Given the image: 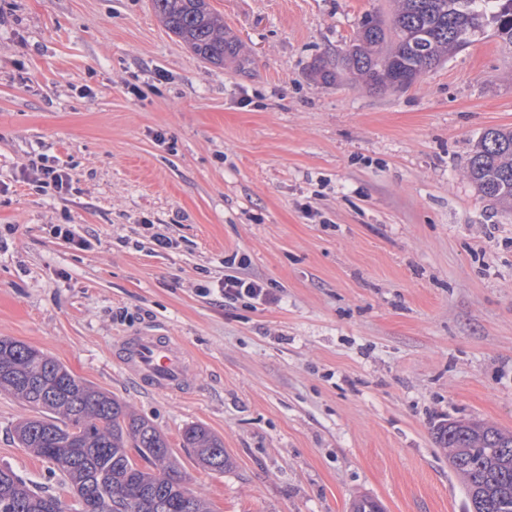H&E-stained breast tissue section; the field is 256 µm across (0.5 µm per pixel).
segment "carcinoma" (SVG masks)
Here are the masks:
<instances>
[{
    "instance_id": "1",
    "label": "carcinoma",
    "mask_w": 512,
    "mask_h": 512,
    "mask_svg": "<svg viewBox=\"0 0 512 512\" xmlns=\"http://www.w3.org/2000/svg\"><path fill=\"white\" fill-rule=\"evenodd\" d=\"M165 27L207 63L224 64L238 44L209 0H152ZM385 17L367 14L342 59L344 70L369 88H409L473 39L494 35L512 43V0H394ZM464 173L482 196L512 211V130L491 129L467 159ZM40 416L15 428L20 447L52 463L76 498L74 512H210L190 488L165 435L112 395L76 378L42 351L0 338V393ZM440 447L462 478L467 512H512V432L471 420L437 428ZM198 466H231L224 441L200 425L182 433ZM135 449L144 464L130 455ZM60 497L34 489L0 468V512H63ZM351 512H384L362 496Z\"/></svg>"
}]
</instances>
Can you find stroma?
Returning <instances> with one entry per match:
<instances>
[{"mask_svg":"<svg viewBox=\"0 0 512 512\" xmlns=\"http://www.w3.org/2000/svg\"><path fill=\"white\" fill-rule=\"evenodd\" d=\"M209 3L241 45L220 66L152 0H0V337L149 420L210 512H349L364 494L465 512L436 425L512 432V212L464 173L486 130L512 129V44L478 39L376 91L314 68L390 0ZM40 155L68 193L28 184ZM235 255L277 302L199 295ZM145 328L187 349L191 394L113 358ZM34 414L0 393V466L72 501L13 438ZM192 424L223 439L224 473L183 447Z\"/></svg>","mask_w":512,"mask_h":512,"instance_id":"1","label":"stroma"}]
</instances>
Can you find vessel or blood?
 <instances>
[{
  "label": "vessel or blood",
  "instance_id": "b4317fda",
  "mask_svg": "<svg viewBox=\"0 0 512 512\" xmlns=\"http://www.w3.org/2000/svg\"><path fill=\"white\" fill-rule=\"evenodd\" d=\"M113 351L142 387L175 395L191 392L188 355L171 337L143 330L118 338Z\"/></svg>",
  "mask_w": 512,
  "mask_h": 512
}]
</instances>
